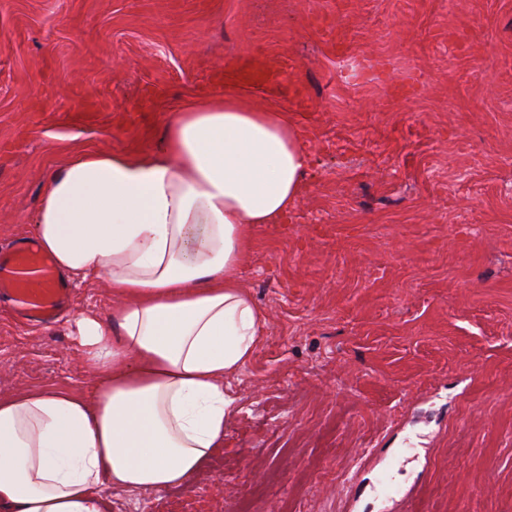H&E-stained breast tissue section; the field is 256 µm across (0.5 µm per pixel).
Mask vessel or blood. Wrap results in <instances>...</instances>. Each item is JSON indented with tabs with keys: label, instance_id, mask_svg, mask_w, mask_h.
I'll use <instances>...</instances> for the list:
<instances>
[{
	"label": "vessel or blood",
	"instance_id": "b4317fda",
	"mask_svg": "<svg viewBox=\"0 0 512 512\" xmlns=\"http://www.w3.org/2000/svg\"><path fill=\"white\" fill-rule=\"evenodd\" d=\"M67 288L52 265L31 242L0 251V294L14 297L28 321L45 324L55 319Z\"/></svg>",
	"mask_w": 512,
	"mask_h": 512
}]
</instances>
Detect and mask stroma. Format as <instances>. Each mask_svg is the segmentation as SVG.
I'll return each mask as SVG.
<instances>
[{
    "mask_svg": "<svg viewBox=\"0 0 512 512\" xmlns=\"http://www.w3.org/2000/svg\"><path fill=\"white\" fill-rule=\"evenodd\" d=\"M298 64L227 86L228 58ZM287 112L310 164L239 282L267 316L224 446L111 512H512V0H0V250L76 150L143 153L189 103ZM0 300V394H88Z\"/></svg>",
    "mask_w": 512,
    "mask_h": 512,
    "instance_id": "stroma-1",
    "label": "stroma"
}]
</instances>
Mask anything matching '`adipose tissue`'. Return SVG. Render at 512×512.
Instances as JSON below:
<instances>
[{"instance_id": "obj_1", "label": "adipose tissue", "mask_w": 512, "mask_h": 512, "mask_svg": "<svg viewBox=\"0 0 512 512\" xmlns=\"http://www.w3.org/2000/svg\"><path fill=\"white\" fill-rule=\"evenodd\" d=\"M308 165L287 113L217 95L143 156L85 151L53 171L36 245L59 276L107 278L112 305L74 318L91 395L0 396V512H110L223 447L228 380L266 325L238 270L258 225L287 222Z\"/></svg>"}]
</instances>
